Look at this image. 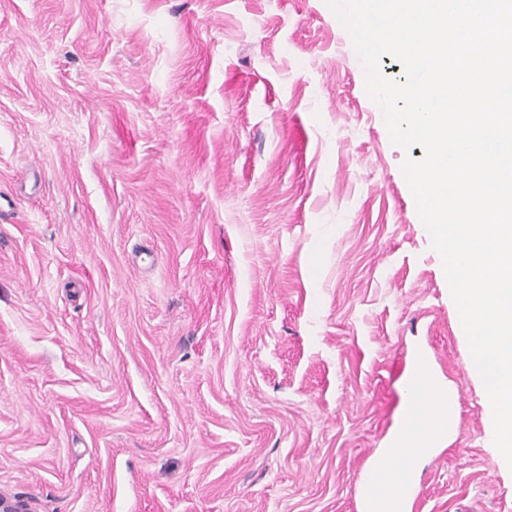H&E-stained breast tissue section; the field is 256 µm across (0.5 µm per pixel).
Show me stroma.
Wrapping results in <instances>:
<instances>
[{
	"instance_id": "stroma-1",
	"label": "stroma",
	"mask_w": 512,
	"mask_h": 512,
	"mask_svg": "<svg viewBox=\"0 0 512 512\" xmlns=\"http://www.w3.org/2000/svg\"><path fill=\"white\" fill-rule=\"evenodd\" d=\"M419 156L324 0H0V495L360 512L421 357L416 512H512ZM410 393L424 400H430L434 395L442 397V392L439 390L437 382L424 363H419L418 365L416 375L411 383ZM444 407L440 409H433L424 414L418 413L416 410L412 411L407 425L403 426L398 434V439H402L405 443L400 448L392 445L388 448L389 453H396L393 463H398L402 459L411 458L417 444L432 445L440 440L443 431L449 428L451 418L447 416V399H446V413Z\"/></svg>"
}]
</instances>
